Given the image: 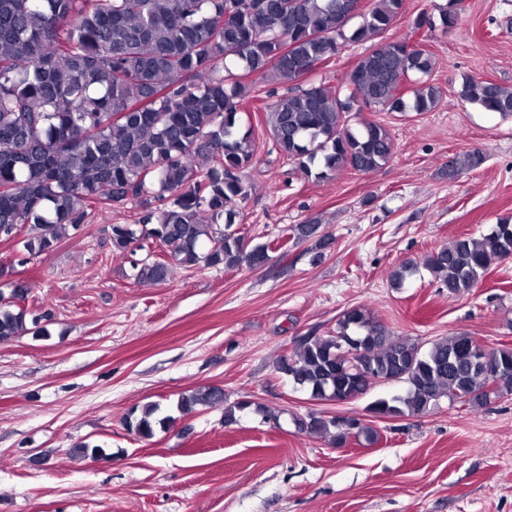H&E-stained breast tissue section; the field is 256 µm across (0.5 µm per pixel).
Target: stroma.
Returning <instances> with one entry per match:
<instances>
[{
  "mask_svg": "<svg viewBox=\"0 0 512 512\" xmlns=\"http://www.w3.org/2000/svg\"><path fill=\"white\" fill-rule=\"evenodd\" d=\"M446 8L460 11L455 28L412 30L417 14ZM387 36L428 46L441 99L430 112L359 113L393 135L382 168L307 178L262 113L243 108L256 154L236 223L248 241L283 240L269 264L179 266L166 283L140 282L134 265L155 259L157 244L119 252L111 241L112 225L137 219L136 201L94 209L46 255L0 242V265L32 286L29 310L51 317L47 335L0 342V512H512V395L380 419L370 403L404 384L336 404L275 369L301 337L329 335L357 306L425 346L456 332L512 346V259L459 297L424 268L390 285L402 261L512 217V118L460 97L472 78L512 86V0H405ZM475 149L483 163L449 176V160ZM309 223L332 235L326 253L292 237ZM202 387L222 388L224 406L179 413L181 395ZM149 404L172 422L144 439L126 420ZM228 404L238 408L230 424ZM311 414L359 417L379 440L337 446L298 429Z\"/></svg>",
  "mask_w": 512,
  "mask_h": 512,
  "instance_id": "obj_1",
  "label": "stroma"
}]
</instances>
